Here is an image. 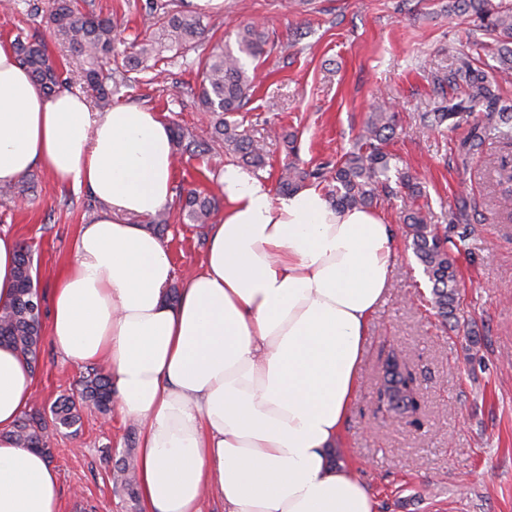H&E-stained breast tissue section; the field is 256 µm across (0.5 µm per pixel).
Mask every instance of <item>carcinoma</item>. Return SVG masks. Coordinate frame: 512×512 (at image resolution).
<instances>
[{"label": "carcinoma", "instance_id": "carcinoma-1", "mask_svg": "<svg viewBox=\"0 0 512 512\" xmlns=\"http://www.w3.org/2000/svg\"><path fill=\"white\" fill-rule=\"evenodd\" d=\"M451 8L471 13L478 30L495 37L496 58L500 72L512 76V4L505 0H452ZM48 22L54 36L61 41L77 60L76 70H68L47 52L45 44L36 39L19 41L15 52L48 94L73 84L72 74L77 71L81 80L95 92V103L104 108L112 104L122 90L133 87L140 73L158 64L169 65L186 57L191 50L203 46L206 25L198 14L168 10L164 0H146L144 11L166 14L160 27L148 38L131 42V52L123 60L114 53L116 24L83 10L77 0H48ZM268 36L252 23L236 30L235 46L217 44L198 57L197 73L201 84L196 103L212 117L209 137L202 139L177 126L172 129L176 147H205L209 151H224L232 161L242 167L259 170L265 165L262 147L241 130V124L229 117L242 111L254 90L255 70L250 63L266 53ZM445 81L455 87H466V101L446 102L434 112L423 114L429 127L446 123L460 124L463 111L481 109L483 118L473 126L462 143V154L467 156L479 150L484 140L493 134L507 147L512 146V101L502 100L500 94L470 61L462 59ZM396 113L384 106L372 108L361 136V144L345 154L334 167V190L331 193L336 208L375 207L384 198L394 195L391 172L397 182L407 189L403 197V221L407 226L408 246L412 249L424 275L432 284L431 305L445 321L458 320L459 283L454 257L450 255L448 236L440 235L431 224L430 208L415 205L422 190L413 177L398 169L395 156L384 151L383 144L395 132ZM322 177V169L309 170L296 163L289 164L281 173L278 187L283 194L303 188L306 182ZM499 183L503 185L500 208L512 219V164L501 161ZM217 208L213 198L202 196L194 189L182 196L181 210L192 224H207ZM42 295L33 277V259L28 247H19L16 267L15 294L12 304L0 312V343L12 345L30 365L38 363L42 340ZM413 381L408 369L384 379V390L379 392L377 411L396 402L404 405L400 414H418L419 403L406 396V387ZM113 398L109 375L91 368L80 382L77 394L57 399L50 408L51 420L40 413L23 418L16 425L13 436L24 447L45 453L49 427L71 429L80 423V408L92 405L102 412L111 409ZM113 484L132 500L139 498L137 477L128 459L122 458L113 466Z\"/></svg>", "mask_w": 512, "mask_h": 512}]
</instances>
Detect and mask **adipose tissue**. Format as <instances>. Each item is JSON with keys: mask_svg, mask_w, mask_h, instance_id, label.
Masks as SVG:
<instances>
[{"mask_svg": "<svg viewBox=\"0 0 512 512\" xmlns=\"http://www.w3.org/2000/svg\"><path fill=\"white\" fill-rule=\"evenodd\" d=\"M39 167L100 202L51 290L49 333L68 360L105 364L116 411L140 432L147 512H376L330 451L360 383L391 283L392 225L307 187L273 197L234 165L200 268L170 299L174 267L144 226L171 201L167 124L134 104L90 111L45 95L0 45V185ZM34 374L0 345V512H59V474L13 437Z\"/></svg>", "mask_w": 512, "mask_h": 512, "instance_id": "obj_1", "label": "adipose tissue"}]
</instances>
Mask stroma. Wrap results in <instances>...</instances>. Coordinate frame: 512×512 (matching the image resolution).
I'll list each match as a JSON object with an SVG mask.
<instances>
[{"mask_svg":"<svg viewBox=\"0 0 512 512\" xmlns=\"http://www.w3.org/2000/svg\"><path fill=\"white\" fill-rule=\"evenodd\" d=\"M142 2L94 0V10L115 16L128 42L161 23L144 15ZM34 3L47 6V0H10L0 8V42L37 33L53 57L64 58L45 18L30 16ZM253 21L267 32L269 51L238 119L265 145L260 178L277 188L288 160L287 133L297 139L301 166L335 164L357 145L371 108L386 103L398 124L387 151L419 178L433 224L459 247L460 323L453 328L436 315L431 285L406 246L400 199L378 205L395 230L396 261L366 339L359 391L336 444L339 460L372 490L378 512H512V221L497 207L498 169L508 152L489 138L462 160L471 121L438 129L421 122L442 99H461L460 90L438 84L458 56L488 71L492 37L476 31L471 16L449 11L448 0H224L223 10L204 17L213 44L233 42L235 27ZM199 83L195 71L174 63L154 72L132 102L197 134L209 122L194 103ZM228 162L222 154L179 156L175 191L220 195L218 176ZM16 187L25 198L0 197V234L31 246L44 293L71 260L80 225L100 205L37 168ZM463 198L469 221L449 227L448 213ZM179 207L178 200L169 202V221L159 232L178 285L198 269L206 247L204 228L181 218ZM394 351L406 357L416 379L422 406L413 419L375 412L383 364ZM86 372L43 335L33 408L49 410L58 396L77 392ZM50 446L60 512H131L104 457L118 460L137 448V427L117 413L86 407L78 428L60 429Z\"/></svg>","mask_w":512,"mask_h":512,"instance_id":"35a3bbf8","label":"stroma"}]
</instances>
